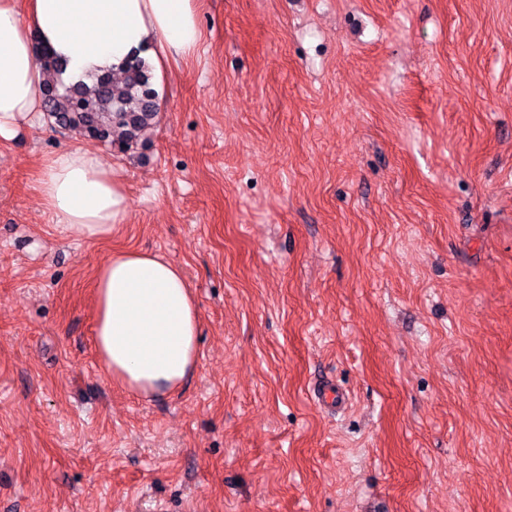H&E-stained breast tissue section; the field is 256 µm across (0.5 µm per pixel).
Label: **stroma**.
Segmentation results:
<instances>
[{
  "instance_id": "stroma-1",
  "label": "stroma",
  "mask_w": 512,
  "mask_h": 512,
  "mask_svg": "<svg viewBox=\"0 0 512 512\" xmlns=\"http://www.w3.org/2000/svg\"><path fill=\"white\" fill-rule=\"evenodd\" d=\"M197 7L136 149L0 138V512H512V0ZM63 145L120 172L110 237L54 230ZM129 249L199 305L152 397L93 344Z\"/></svg>"
}]
</instances>
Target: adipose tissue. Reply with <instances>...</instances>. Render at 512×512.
I'll list each match as a JSON object with an SVG mask.
<instances>
[{
	"label": "adipose tissue",
	"mask_w": 512,
	"mask_h": 512,
	"mask_svg": "<svg viewBox=\"0 0 512 512\" xmlns=\"http://www.w3.org/2000/svg\"><path fill=\"white\" fill-rule=\"evenodd\" d=\"M203 41L196 0H0V137L41 110L46 82H91L132 56L161 75L169 54ZM63 64L44 71L36 46ZM38 190L57 230L100 238L123 223L130 200L119 172L92 150L65 146L42 164ZM196 298L182 270L160 254L108 257L95 276L94 345L106 373L142 396L176 390L196 370Z\"/></svg>",
	"instance_id": "obj_1"
}]
</instances>
